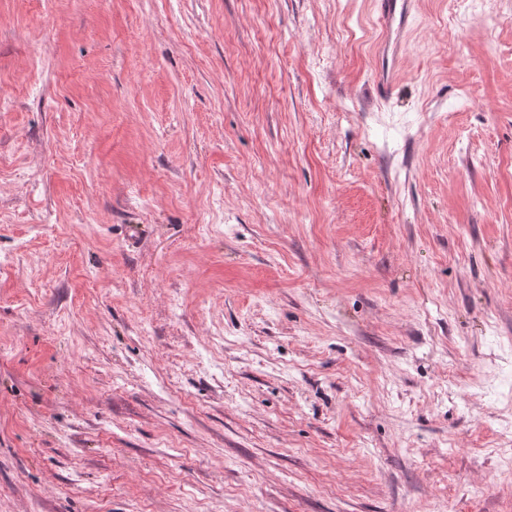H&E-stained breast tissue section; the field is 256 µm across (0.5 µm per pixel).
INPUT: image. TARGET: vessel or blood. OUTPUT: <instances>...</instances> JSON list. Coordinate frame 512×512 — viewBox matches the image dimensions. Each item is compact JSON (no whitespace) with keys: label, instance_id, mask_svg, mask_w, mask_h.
<instances>
[{"label":"vessel or blood","instance_id":"b4317fda","mask_svg":"<svg viewBox=\"0 0 512 512\" xmlns=\"http://www.w3.org/2000/svg\"><path fill=\"white\" fill-rule=\"evenodd\" d=\"M416 0H375L376 19L384 38L373 83L381 97H390L399 81L395 64L414 15Z\"/></svg>","mask_w":512,"mask_h":512}]
</instances>
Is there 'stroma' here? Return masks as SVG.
Segmentation results:
<instances>
[{
    "instance_id": "35a3bbf8",
    "label": "stroma",
    "mask_w": 512,
    "mask_h": 512,
    "mask_svg": "<svg viewBox=\"0 0 512 512\" xmlns=\"http://www.w3.org/2000/svg\"><path fill=\"white\" fill-rule=\"evenodd\" d=\"M381 37L0 0V512H512V0ZM415 2L416 0H375L376 19L384 38L379 48L373 83L381 97H390L399 82L395 64L410 20L414 16Z\"/></svg>"
}]
</instances>
